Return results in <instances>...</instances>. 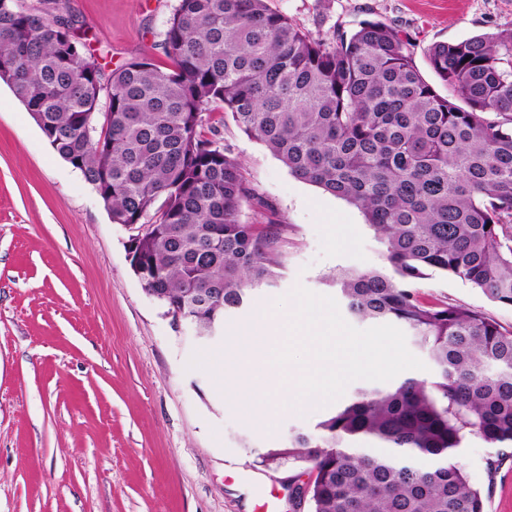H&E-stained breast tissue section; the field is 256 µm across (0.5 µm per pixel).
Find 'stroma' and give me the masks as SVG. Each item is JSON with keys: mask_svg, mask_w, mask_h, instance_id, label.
Returning a JSON list of instances; mask_svg holds the SVG:
<instances>
[{"mask_svg": "<svg viewBox=\"0 0 512 512\" xmlns=\"http://www.w3.org/2000/svg\"><path fill=\"white\" fill-rule=\"evenodd\" d=\"M303 31L326 35L382 20L415 44V62L441 81L425 51L512 28V0H268ZM177 0H69L101 64L119 67L159 45ZM211 122L244 166L260 204L246 224H279L283 266L273 285L208 335L175 323L134 273L129 231L51 148L31 113L0 83V512H259L284 497L293 466L259 458L297 432L316 433L334 406L291 411L258 428L224 404L195 352L223 354L229 337L295 286L336 296L343 270L384 266L363 213L293 176L231 115ZM423 301L463 305L512 326V307L438 274ZM487 495L512 512V447L473 438L460 453ZM497 461L489 470V461Z\"/></svg>", "mask_w": 512, "mask_h": 512, "instance_id": "1", "label": "stroma"}]
</instances>
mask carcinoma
I'll list each match as a JSON object with an SVG mask.
<instances>
[{"mask_svg":"<svg viewBox=\"0 0 512 512\" xmlns=\"http://www.w3.org/2000/svg\"><path fill=\"white\" fill-rule=\"evenodd\" d=\"M44 2L0 0V82L112 223L154 225L137 263L168 310H191L206 332L282 267L280 225L240 220L261 199L204 131L214 112L360 209L383 249L385 267L342 270L336 288L352 317L407 328L436 373L360 387L320 434L268 449L264 466H305L290 477L292 508L486 512L460 448L512 447V328L424 303L415 284L450 276L512 307V30L430 45L443 95L381 20L315 37L268 0H178L167 62L106 70L68 0Z\"/></svg>","mask_w":512,"mask_h":512,"instance_id":"1","label":"carcinoma"}]
</instances>
